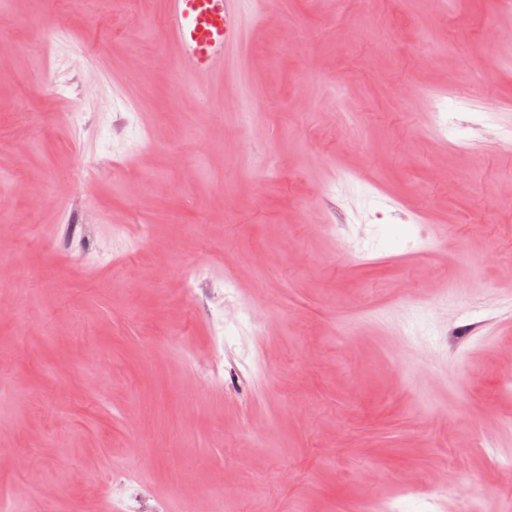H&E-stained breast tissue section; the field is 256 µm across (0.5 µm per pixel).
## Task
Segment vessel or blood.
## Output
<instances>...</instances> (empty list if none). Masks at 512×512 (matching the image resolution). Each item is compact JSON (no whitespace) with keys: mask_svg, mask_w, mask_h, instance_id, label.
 Returning a JSON list of instances; mask_svg holds the SVG:
<instances>
[{"mask_svg":"<svg viewBox=\"0 0 512 512\" xmlns=\"http://www.w3.org/2000/svg\"><path fill=\"white\" fill-rule=\"evenodd\" d=\"M244 0H162L161 30L170 62L182 77H224L243 44Z\"/></svg>","mask_w":512,"mask_h":512,"instance_id":"1","label":"vessel or blood"}]
</instances>
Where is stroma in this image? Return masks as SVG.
<instances>
[{
	"label": "stroma",
	"mask_w": 512,
	"mask_h": 512,
	"mask_svg": "<svg viewBox=\"0 0 512 512\" xmlns=\"http://www.w3.org/2000/svg\"><path fill=\"white\" fill-rule=\"evenodd\" d=\"M263 12L179 89L160 0H0L10 512L512 504V12Z\"/></svg>",
	"instance_id": "35a3bbf8"
}]
</instances>
